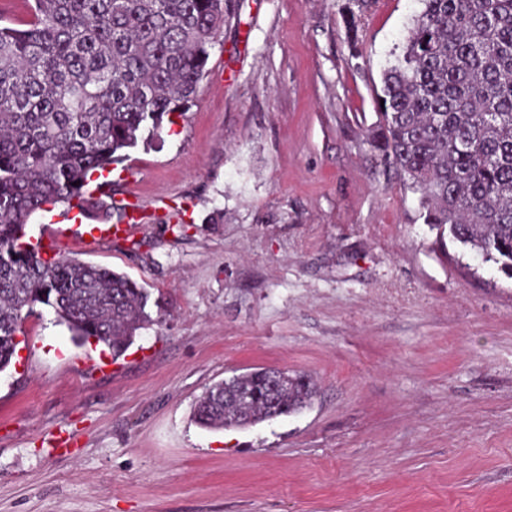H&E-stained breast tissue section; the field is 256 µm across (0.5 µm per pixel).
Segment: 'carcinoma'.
<instances>
[{"instance_id":"carcinoma-1","label":"carcinoma","mask_w":512,"mask_h":512,"mask_svg":"<svg viewBox=\"0 0 512 512\" xmlns=\"http://www.w3.org/2000/svg\"><path fill=\"white\" fill-rule=\"evenodd\" d=\"M420 2L382 73L371 146L418 195L436 244L512 277V0ZM223 22L224 0H34L21 26L0 24V372L38 304L115 357L151 322L136 281L42 252L26 226L58 204L125 218L92 176L190 109ZM316 393L305 373L259 368L211 386L194 418L245 427Z\"/></svg>"}]
</instances>
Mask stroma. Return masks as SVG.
Returning <instances> with one entry per match:
<instances>
[{
	"label": "stroma",
	"mask_w": 512,
	"mask_h": 512,
	"mask_svg": "<svg viewBox=\"0 0 512 512\" xmlns=\"http://www.w3.org/2000/svg\"><path fill=\"white\" fill-rule=\"evenodd\" d=\"M233 5L190 111L109 175L143 222L27 226L152 321L116 358L36 306L0 372V512H512V278L439 248L369 143L419 0ZM257 367L313 375L312 405L195 423Z\"/></svg>",
	"instance_id": "obj_1"
}]
</instances>
